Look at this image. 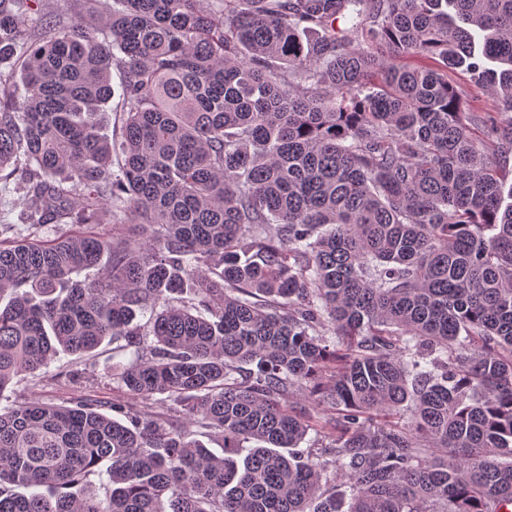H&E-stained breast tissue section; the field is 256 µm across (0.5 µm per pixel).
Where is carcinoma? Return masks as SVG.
Masks as SVG:
<instances>
[{
  "label": "carcinoma",
  "mask_w": 512,
  "mask_h": 512,
  "mask_svg": "<svg viewBox=\"0 0 512 512\" xmlns=\"http://www.w3.org/2000/svg\"><path fill=\"white\" fill-rule=\"evenodd\" d=\"M42 2L0 0V396L109 341L175 411L0 408V512L512 504V0ZM112 85L114 88V95L112 101L109 104L110 112L107 113L103 124V131L109 137H115V133L119 132L120 122H118V115L120 112L122 102V90H121V75L120 71L113 69L112 71ZM448 80L458 89L465 92L469 105L475 112H485L495 107L493 98L482 88L470 84L467 81L466 75L460 72H448Z\"/></svg>",
  "instance_id": "cac0c4a2"
}]
</instances>
